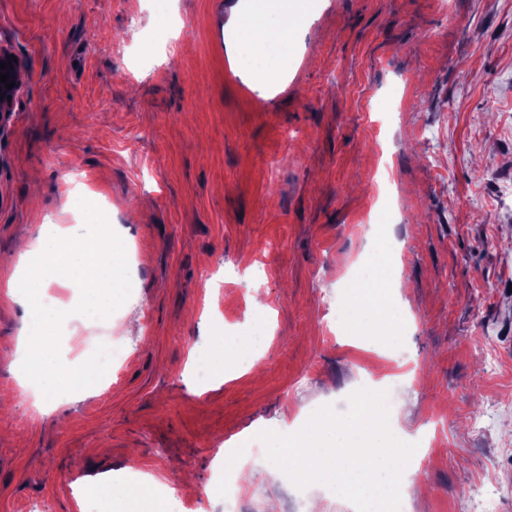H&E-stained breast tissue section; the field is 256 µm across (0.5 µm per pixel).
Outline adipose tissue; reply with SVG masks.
<instances>
[{"mask_svg": "<svg viewBox=\"0 0 512 512\" xmlns=\"http://www.w3.org/2000/svg\"><path fill=\"white\" fill-rule=\"evenodd\" d=\"M307 24L308 18L299 7L279 5L275 0H251L237 23L240 47L257 56L272 45L291 50ZM65 236V242L56 246L36 239L21 250L15 263H0L7 296L28 308L16 354L27 364L28 381L39 401L64 385L88 389L91 379L90 370L64 367L53 358L55 313L42 303L39 288L54 282L81 289L86 294L85 312L104 316L112 309V287L122 275L120 259L101 249L96 232L87 225L69 227Z\"/></svg>", "mask_w": 512, "mask_h": 512, "instance_id": "ef3b65f1", "label": "adipose tissue"}]
</instances>
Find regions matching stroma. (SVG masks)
Instances as JSON below:
<instances>
[{"label":"stroma","mask_w":512,"mask_h":512,"mask_svg":"<svg viewBox=\"0 0 512 512\" xmlns=\"http://www.w3.org/2000/svg\"><path fill=\"white\" fill-rule=\"evenodd\" d=\"M297 2L310 24L268 85L282 50L258 68L232 49L230 8L249 0H0V41L26 62L0 118V254L74 224L94 194L124 273L93 325L74 291L46 286L54 355L92 364L89 332L130 348L107 386L36 404L7 359L26 309L0 299V512H83L100 477L125 490L100 512H163L172 496L224 512L202 492L222 480L219 448L347 407L380 364L400 427H426L432 448L410 512H467L494 480L512 512V197L496 195L512 183V0ZM383 245L408 284L391 344L334 310ZM260 262L273 320L242 371L257 313L236 277ZM219 343L226 377L198 391L188 363ZM243 483L249 512L352 507L284 494L262 459Z\"/></svg>","instance_id":"obj_1"}]
</instances>
